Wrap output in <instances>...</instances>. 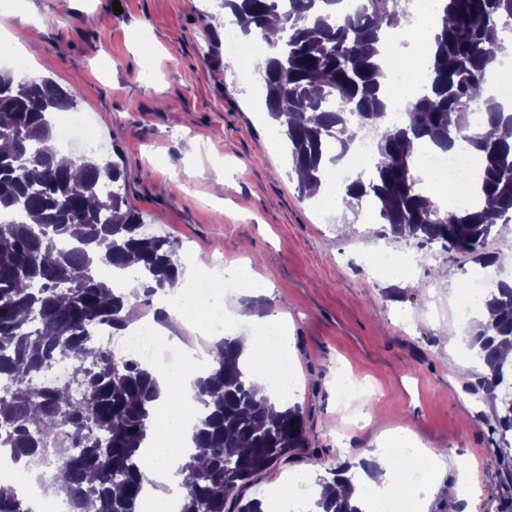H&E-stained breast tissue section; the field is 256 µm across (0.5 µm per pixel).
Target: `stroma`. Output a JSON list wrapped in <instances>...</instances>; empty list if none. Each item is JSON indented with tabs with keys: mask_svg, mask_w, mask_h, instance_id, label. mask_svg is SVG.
<instances>
[{
	"mask_svg": "<svg viewBox=\"0 0 512 512\" xmlns=\"http://www.w3.org/2000/svg\"><path fill=\"white\" fill-rule=\"evenodd\" d=\"M46 13L57 22L43 29ZM0 40L37 43L27 76L76 93L147 232L175 240L184 262L249 282L224 299L239 327L282 328L296 380L284 399L300 406L309 446L245 498L366 460L405 425L443 461L416 512H512V431L496 424L467 341L444 352L474 262L444 249L421 259L417 240L385 229L377 244L408 249L410 276L363 262L364 215L301 198L281 127L224 56L214 0H0ZM346 375L368 391L344 406Z\"/></svg>",
	"mask_w": 512,
	"mask_h": 512,
	"instance_id": "stroma-1",
	"label": "stroma"
}]
</instances>
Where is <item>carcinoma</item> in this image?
Returning <instances> with one entry per match:
<instances>
[{
    "mask_svg": "<svg viewBox=\"0 0 512 512\" xmlns=\"http://www.w3.org/2000/svg\"><path fill=\"white\" fill-rule=\"evenodd\" d=\"M343 0H221L245 37L276 48L259 57L270 118L284 128L300 174L298 190L315 197L330 164L344 158L347 124L378 134L374 174L345 188L360 202L374 197L394 236L441 244L482 266L512 259L484 252L497 221L512 219V110L485 94L492 60L507 52L512 0H432L441 9L433 36L429 85L409 102L406 119L385 125L386 103L377 76L379 46L412 0H360L341 15ZM504 129L496 139L468 134L471 104ZM336 101L337 106L330 105ZM76 94L49 78L17 79L0 71V441L24 465L51 473L70 512H140L146 475L142 445L161 390L142 363L93 343L90 327L122 331L127 310L179 285L183 263L176 244L146 232L141 215L122 193L123 169L109 159L78 156L57 161L54 114L76 108ZM464 141L479 163L475 205L440 212L422 189L418 170L427 146L450 150ZM141 264V290L120 292L98 273L102 263ZM493 319L470 347L489 371L487 392L500 402L496 420L512 430V286L488 298ZM210 372L194 381L207 413L193 436L198 460L183 481L182 512H262L244 499L252 479L307 447L299 406L273 416L269 399L241 360L238 340L209 350ZM60 359L72 363L66 385L36 386L33 379ZM79 395H74V392ZM347 468L320 478L316 512H361L334 493L349 482ZM0 512H33L11 485L0 484Z\"/></svg>",
    "mask_w": 512,
    "mask_h": 512,
    "instance_id": "obj_1",
    "label": "carcinoma"
}]
</instances>
